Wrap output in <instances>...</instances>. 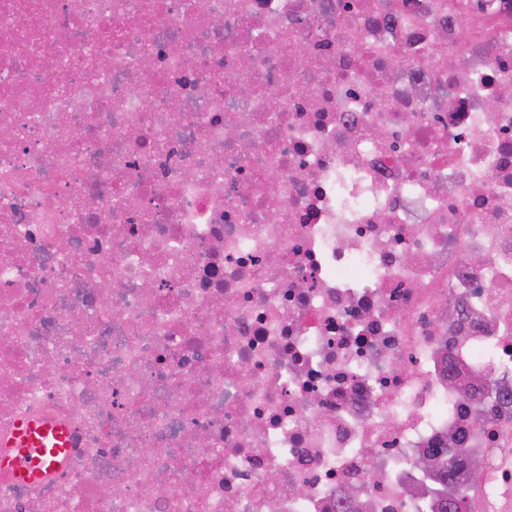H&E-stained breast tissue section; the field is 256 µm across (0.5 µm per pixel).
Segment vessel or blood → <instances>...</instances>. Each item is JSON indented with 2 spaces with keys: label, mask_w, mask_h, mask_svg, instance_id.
<instances>
[{
  "label": "vessel or blood",
  "mask_w": 512,
  "mask_h": 512,
  "mask_svg": "<svg viewBox=\"0 0 512 512\" xmlns=\"http://www.w3.org/2000/svg\"><path fill=\"white\" fill-rule=\"evenodd\" d=\"M11 464L19 481L32 484L46 470L59 463L70 447V434L64 427L48 422L21 421L17 427Z\"/></svg>",
  "instance_id": "obj_1"
}]
</instances>
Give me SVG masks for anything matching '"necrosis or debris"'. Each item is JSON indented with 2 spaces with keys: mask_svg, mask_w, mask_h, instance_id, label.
Masks as SVG:
<instances>
[{
  "mask_svg": "<svg viewBox=\"0 0 512 512\" xmlns=\"http://www.w3.org/2000/svg\"><path fill=\"white\" fill-rule=\"evenodd\" d=\"M21 419L0 512H512V0H0ZM14 456L10 459L16 478L32 484L42 479L46 470L59 463L71 447L67 429L48 422L22 420L17 427ZM453 452L452 448H425L420 453L421 462L434 461L439 480L448 485V498L438 499L433 511L436 512H465L467 508L464 490L461 488L460 479L474 468L466 469L465 457H454L447 460V455ZM440 457V459L438 458Z\"/></svg>",
  "mask_w": 512,
  "mask_h": 512,
  "instance_id": "1",
  "label": "necrosis or debris"
}]
</instances>
